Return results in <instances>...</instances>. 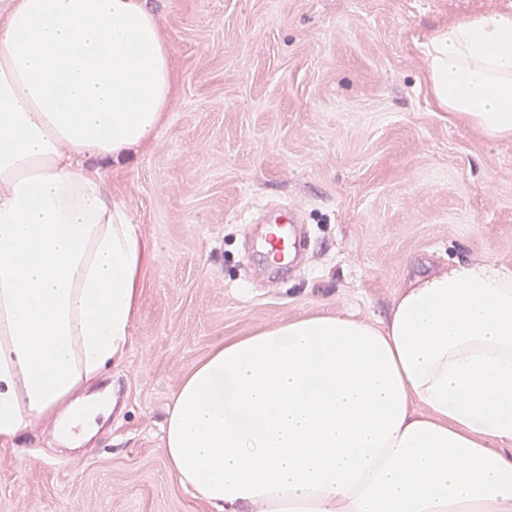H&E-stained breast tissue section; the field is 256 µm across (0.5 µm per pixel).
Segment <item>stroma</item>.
Masks as SVG:
<instances>
[{
    "instance_id": "35a3bbf8",
    "label": "stroma",
    "mask_w": 512,
    "mask_h": 512,
    "mask_svg": "<svg viewBox=\"0 0 512 512\" xmlns=\"http://www.w3.org/2000/svg\"><path fill=\"white\" fill-rule=\"evenodd\" d=\"M176 103L108 173L152 254L132 342L99 376L112 414L72 446L43 421L0 446V512H214L161 453L171 392L216 344L311 314L387 321L416 276L512 267V141L449 120L422 45L512 0H146ZM298 213L310 246L257 269V218Z\"/></svg>"
}]
</instances>
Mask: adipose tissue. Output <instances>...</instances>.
Instances as JSON below:
<instances>
[{
  "label": "adipose tissue",
  "mask_w": 512,
  "mask_h": 512,
  "mask_svg": "<svg viewBox=\"0 0 512 512\" xmlns=\"http://www.w3.org/2000/svg\"><path fill=\"white\" fill-rule=\"evenodd\" d=\"M428 91L512 139V12L423 45ZM141 0H13L0 19V445L91 421L73 397L125 357L150 247L101 163L175 105ZM170 473L214 512H512V267L416 278L387 322L347 310L215 346L171 393Z\"/></svg>",
  "instance_id": "ef3b65f1"
}]
</instances>
